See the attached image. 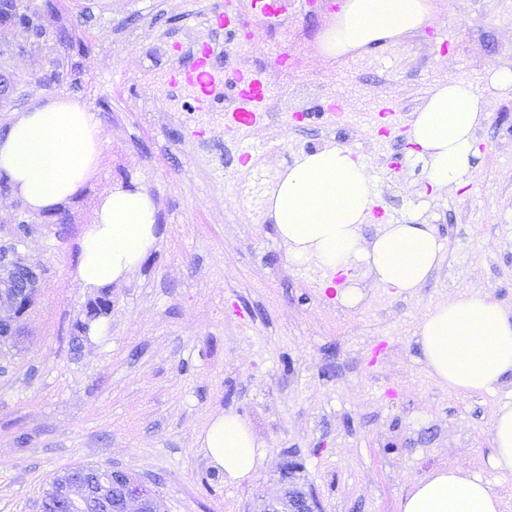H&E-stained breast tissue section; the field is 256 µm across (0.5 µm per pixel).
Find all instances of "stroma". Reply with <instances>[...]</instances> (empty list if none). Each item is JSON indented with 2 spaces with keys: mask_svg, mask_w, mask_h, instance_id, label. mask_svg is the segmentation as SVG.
Returning <instances> with one entry per match:
<instances>
[{
  "mask_svg": "<svg viewBox=\"0 0 512 512\" xmlns=\"http://www.w3.org/2000/svg\"><path fill=\"white\" fill-rule=\"evenodd\" d=\"M214 3L23 0L52 36L35 44L21 29L8 35L17 50L0 56L12 85L0 130L59 95L94 112L102 139L95 179L56 211L34 214L14 192L0 194V231L26 221L20 252L43 270L23 336L0 350V512H36L52 478L80 465L132 473L160 494L164 512H264L287 462L324 512H398L413 482L455 466L489 482L512 512V475L492 469L489 432L512 386L449 391L429 375L415 336L423 314L459 290H485L512 309V95L490 99L468 185L427 192L421 163L388 167L407 153L404 128L434 82L480 86L488 70L512 63V0H438V19L338 68L315 55L335 18L328 0L286 29L253 20L230 38L231 54L260 67L291 54L292 33H304V82L320 104L341 100L351 115L329 136L323 120L282 116L296 86L293 71H281L273 118L255 135L273 149L271 166L282 154L348 148L377 184L380 214L361 225L363 238L417 214L446 245L441 268L414 294L368 284L348 309L323 269L289 263L275 224L224 205L192 123L139 110L155 46L207 39L197 16ZM384 97L396 109L385 139L367 121ZM118 184L152 196L158 242L129 281L100 293L69 271L98 194ZM103 296L111 306L102 333L77 332ZM342 308L347 317H337ZM227 411L251 426L265 455L264 468L237 484L197 443Z\"/></svg>",
  "mask_w": 512,
  "mask_h": 512,
  "instance_id": "1",
  "label": "stroma"
}]
</instances>
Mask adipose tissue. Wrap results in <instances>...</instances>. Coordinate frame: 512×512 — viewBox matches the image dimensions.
<instances>
[{
	"label": "adipose tissue",
	"mask_w": 512,
	"mask_h": 512,
	"mask_svg": "<svg viewBox=\"0 0 512 512\" xmlns=\"http://www.w3.org/2000/svg\"><path fill=\"white\" fill-rule=\"evenodd\" d=\"M432 0H345L323 35L321 54L341 62L351 51L401 40L431 23ZM512 92V66L494 70L484 88L448 81L432 86L410 122L425 180L433 191L470 183L476 169L474 131L488 117V94ZM100 161L95 115L78 101L56 96L16 113L0 131V178L30 212L56 209L92 181ZM376 199L366 165L336 145L301 154L268 196L267 215L296 264L315 262L331 271L362 263L371 279L414 293L438 270L445 245L432 225L412 218L388 224L371 241L360 226ZM156 205L137 186H113L95 203L92 224L80 240L73 278L99 290L125 282L157 243ZM423 362L438 384L459 394L482 393L512 382V312L484 291L457 293L429 308L417 325ZM490 464L512 474V404L491 424ZM198 442L224 480L235 483L264 466L265 456L237 414L213 417ZM488 482L460 468L433 471L399 503L400 512H500Z\"/></svg>",
	"instance_id": "ef3b65f1"
}]
</instances>
